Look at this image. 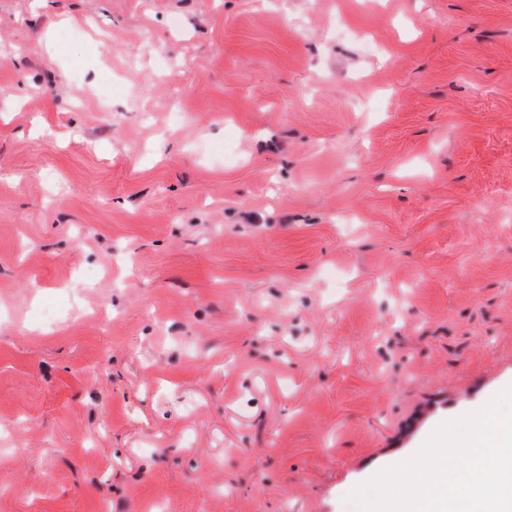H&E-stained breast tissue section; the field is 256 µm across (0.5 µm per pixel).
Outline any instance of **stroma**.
Listing matches in <instances>:
<instances>
[{
    "label": "stroma",
    "instance_id": "35a3bbf8",
    "mask_svg": "<svg viewBox=\"0 0 512 512\" xmlns=\"http://www.w3.org/2000/svg\"><path fill=\"white\" fill-rule=\"evenodd\" d=\"M512 385V0H0V512H355Z\"/></svg>",
    "mask_w": 512,
    "mask_h": 512
}]
</instances>
